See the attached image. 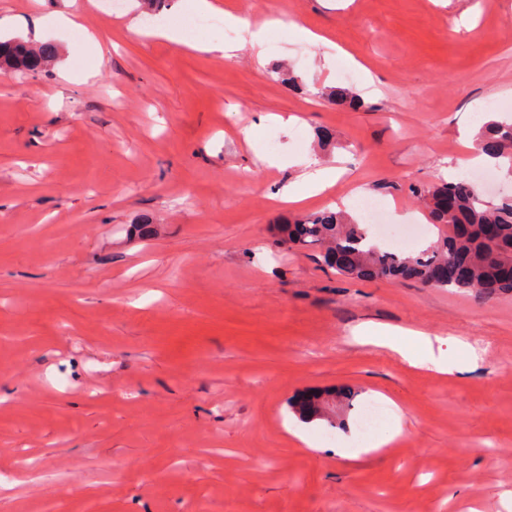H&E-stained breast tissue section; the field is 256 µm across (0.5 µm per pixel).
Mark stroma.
Wrapping results in <instances>:
<instances>
[{
	"label": "stroma",
	"mask_w": 512,
	"mask_h": 512,
	"mask_svg": "<svg viewBox=\"0 0 512 512\" xmlns=\"http://www.w3.org/2000/svg\"><path fill=\"white\" fill-rule=\"evenodd\" d=\"M221 3L268 21L264 59L188 49L224 32L192 0H0L2 39L78 13L49 38L80 76L0 71V512H506L512 295L350 279L278 227L374 204L381 248L406 223L436 241L408 187L470 173L512 116V0ZM349 84L363 109L319 95ZM263 113L295 121L245 141ZM283 155L344 174L286 209ZM366 324L463 339L478 365L412 368ZM310 390L349 404L309 448L290 402ZM371 402L384 448L356 427Z\"/></svg>",
	"instance_id": "35a3bbf8"
}]
</instances>
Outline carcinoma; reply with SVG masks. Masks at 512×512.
Here are the masks:
<instances>
[{
  "instance_id": "cac0c4a2",
  "label": "carcinoma",
  "mask_w": 512,
  "mask_h": 512,
  "mask_svg": "<svg viewBox=\"0 0 512 512\" xmlns=\"http://www.w3.org/2000/svg\"><path fill=\"white\" fill-rule=\"evenodd\" d=\"M58 56V48L51 42L32 46L17 39L0 40V66L21 73H35L50 65ZM327 100L338 106L358 109L361 99L349 88L339 87L327 94ZM478 140L485 151L509 168L512 175V121H488L478 133ZM412 197L423 204L433 224L448 226V234L427 248L405 253L378 247L368 229L355 223L342 211H324L305 215L280 226L293 245L318 252L324 262L336 267L347 277L357 279L391 280L407 275L423 284L437 288L474 292L481 296H495L512 292V281L496 278V266L512 259V197L496 204L485 199L470 179L457 178L427 188L411 187ZM468 224L475 228L467 240L456 239L455 228ZM495 224L498 238L485 240L478 228ZM459 255L469 262V273L461 280L432 282L435 267ZM315 401L291 407L303 420L330 419L324 412L325 393L313 392Z\"/></svg>"
}]
</instances>
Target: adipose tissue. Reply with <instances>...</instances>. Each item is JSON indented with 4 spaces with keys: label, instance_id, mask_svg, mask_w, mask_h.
I'll return each instance as SVG.
<instances>
[{
    "label": "adipose tissue",
    "instance_id": "1",
    "mask_svg": "<svg viewBox=\"0 0 512 512\" xmlns=\"http://www.w3.org/2000/svg\"><path fill=\"white\" fill-rule=\"evenodd\" d=\"M272 167H302L303 172L288 186L284 187L280 199L284 203H299L329 192L342 174L341 168L333 165H322L308 158H272L268 161ZM363 335L368 336L372 343L395 348L402 359L413 367H425L436 373L446 375L470 369L477 361L475 348L468 342L454 340L456 353L451 357H438L434 354V340L422 331L405 330V341L395 344L388 330L366 327Z\"/></svg>",
    "mask_w": 512,
    "mask_h": 512
}]
</instances>
